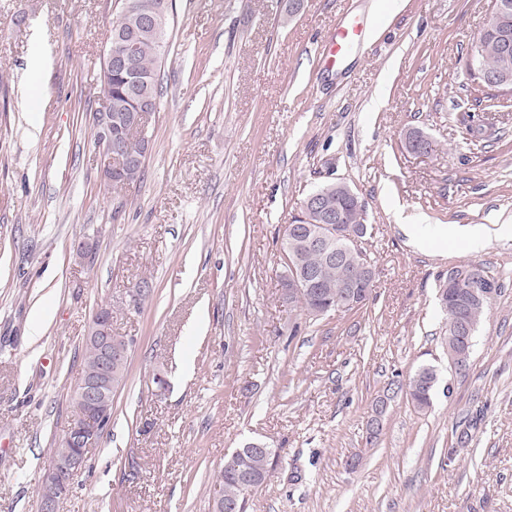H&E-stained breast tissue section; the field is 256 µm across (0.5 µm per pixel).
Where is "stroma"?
Listing matches in <instances>:
<instances>
[{
    "label": "stroma",
    "instance_id": "stroma-1",
    "mask_svg": "<svg viewBox=\"0 0 512 512\" xmlns=\"http://www.w3.org/2000/svg\"><path fill=\"white\" fill-rule=\"evenodd\" d=\"M120 6L0 0V512H40L103 304L127 374L59 512H215L224 457L250 441L274 463L247 512H512V106L487 118L465 67L489 0H174L145 175L117 195L84 70ZM343 16L363 35L331 65ZM412 129L429 155L406 150ZM334 179L366 205L374 286L312 320L283 295L280 245ZM467 263L501 291L458 374L438 289ZM423 366L431 407L400 394L376 414Z\"/></svg>",
    "mask_w": 512,
    "mask_h": 512
}]
</instances>
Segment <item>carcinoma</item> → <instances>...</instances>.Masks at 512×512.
I'll return each instance as SVG.
<instances>
[{
	"label": "carcinoma",
	"instance_id": "carcinoma-1",
	"mask_svg": "<svg viewBox=\"0 0 512 512\" xmlns=\"http://www.w3.org/2000/svg\"><path fill=\"white\" fill-rule=\"evenodd\" d=\"M508 9L493 15L492 21L480 31L474 39L471 55L474 65H466V71L471 80L479 82L474 73L476 69L498 72L512 78V53H503L500 35L508 32L512 35V0H504ZM160 45L156 35L149 29L135 41L133 57L136 67L144 79L139 87V93L147 95L158 106L162 86L158 82ZM323 196L324 203L331 210H340L345 214V225L355 228L360 237H365L368 227L365 221V206H358L349 194L347 186L339 181H329L317 189ZM347 242L338 238L333 241L339 261L326 264L322 254L311 249L305 243V234L290 232L282 242V256L288 257L296 270L303 272L313 270L319 273L320 284L307 291L304 299L298 301L299 308L309 318H317L329 312H348L353 310L347 302L349 281L357 277L360 267L370 264L366 253L361 249L343 251ZM476 275L484 282L485 292L475 297L467 290V285L446 288L439 285V301L445 315V331L443 347L448 356V364L455 368L461 362L470 363L472 350H464L457 327L465 323L473 329H478L484 319L501 285L489 276L479 264L471 265ZM100 363L98 349L93 343H85L82 351V374L93 375ZM437 375L431 367H421L416 370L406 382L392 380L387 390L397 395L405 394L408 400L419 410L430 407ZM273 464L270 456L258 449L254 444L247 443L225 457L224 465L219 471L218 480L224 486V501L237 505V512H245L246 492L243 480L246 476L266 477L270 475Z\"/></svg>",
	"mask_w": 512,
	"mask_h": 512
}]
</instances>
